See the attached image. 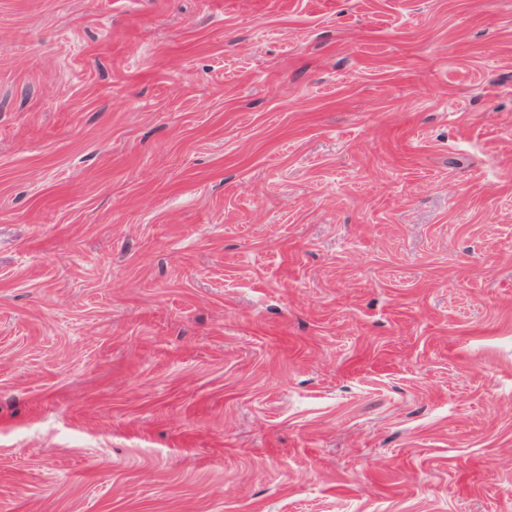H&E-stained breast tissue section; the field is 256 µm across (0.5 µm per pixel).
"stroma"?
<instances>
[{
  "mask_svg": "<svg viewBox=\"0 0 512 512\" xmlns=\"http://www.w3.org/2000/svg\"><path fill=\"white\" fill-rule=\"evenodd\" d=\"M0 512H512V0H0Z\"/></svg>",
  "mask_w": 512,
  "mask_h": 512,
  "instance_id": "35a3bbf8",
  "label": "stroma"
}]
</instances>
